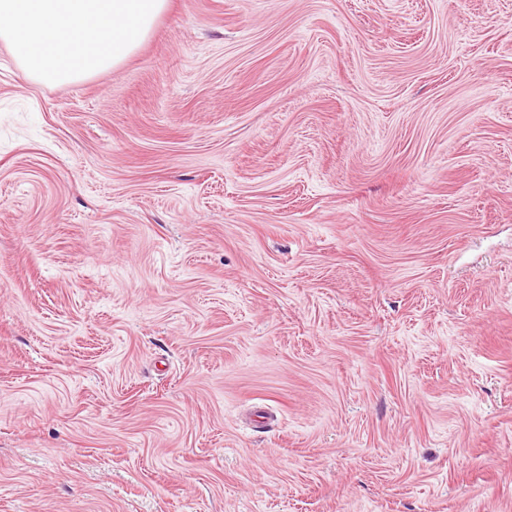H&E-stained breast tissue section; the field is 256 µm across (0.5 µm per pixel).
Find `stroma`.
Wrapping results in <instances>:
<instances>
[{
	"label": "stroma",
	"mask_w": 512,
	"mask_h": 512,
	"mask_svg": "<svg viewBox=\"0 0 512 512\" xmlns=\"http://www.w3.org/2000/svg\"><path fill=\"white\" fill-rule=\"evenodd\" d=\"M0 512H512V0L0 43Z\"/></svg>",
	"instance_id": "obj_1"
}]
</instances>
